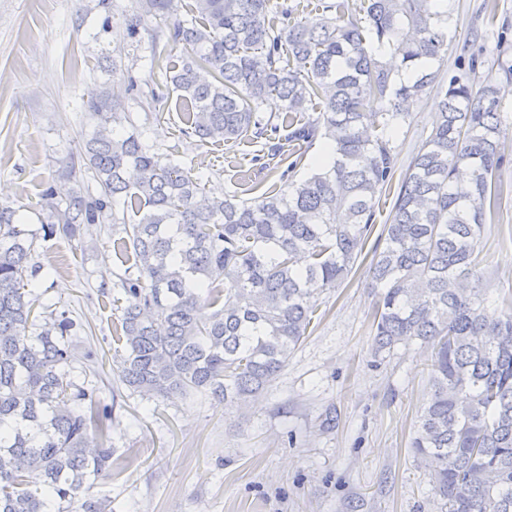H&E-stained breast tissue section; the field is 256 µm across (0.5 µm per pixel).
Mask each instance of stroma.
<instances>
[{"mask_svg": "<svg viewBox=\"0 0 512 512\" xmlns=\"http://www.w3.org/2000/svg\"><path fill=\"white\" fill-rule=\"evenodd\" d=\"M110 3L104 10L98 0H0V205L18 210L33 235L32 264L55 268L35 293L40 304L69 310L78 345L93 351V360L75 362V375L115 404L108 444L127 463L93 494L111 498L113 512H441L409 448L431 390L430 355L413 343L374 356L371 250L341 288L317 294L310 335L248 411L201 394L148 400L119 383L112 330L128 261L113 242L121 225L108 221L76 238L48 239L42 230V190L59 181L61 160L92 130L84 101L104 86L124 91L146 144L204 173L207 190L246 202L309 174L324 142L306 145L292 168L270 163L255 142L181 136L185 108L166 69L181 49L153 42L158 19L131 38L125 17L137 0ZM440 9L453 36L440 81L475 55L483 61L478 79L497 78L499 61H512V0H499L492 26L484 0H442ZM133 81L159 88V100L142 106ZM438 99L430 90L393 133L398 170L430 133ZM480 250L487 288H512V198Z\"/></svg>", "mask_w": 512, "mask_h": 512, "instance_id": "stroma-1", "label": "stroma"}]
</instances>
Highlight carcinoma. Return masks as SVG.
<instances>
[{"label":"carcinoma","instance_id":"cac0c4a2","mask_svg":"<svg viewBox=\"0 0 512 512\" xmlns=\"http://www.w3.org/2000/svg\"><path fill=\"white\" fill-rule=\"evenodd\" d=\"M437 0H345L279 28L271 0H139L130 36L150 18L154 40L182 48L169 81L187 107L183 135L208 143L267 139L277 157L317 138L329 161L285 191L250 202L210 196L201 174L145 145L104 88L84 104L95 127L62 161V177L97 188L59 200L49 183L44 236L83 235L108 218L133 263L112 341L118 379L144 396L197 393L244 404L271 384L308 335L313 295L341 286L394 201L374 246L375 352L418 342L431 353V392L411 440L445 512H512V289L494 296L479 244L501 208L500 78L477 82V60L440 88L437 118L398 185L390 133L433 87L448 48ZM319 101V115L304 114ZM270 115H259L261 106ZM286 131L280 135V131ZM277 141H271V135ZM135 219H119L117 209ZM17 211L0 206V512H112L90 494L122 462L106 447L112 408L73 378L76 322L66 310L33 336L28 290L40 267ZM224 280L217 283V275Z\"/></svg>","mask_w":512,"mask_h":512}]
</instances>
